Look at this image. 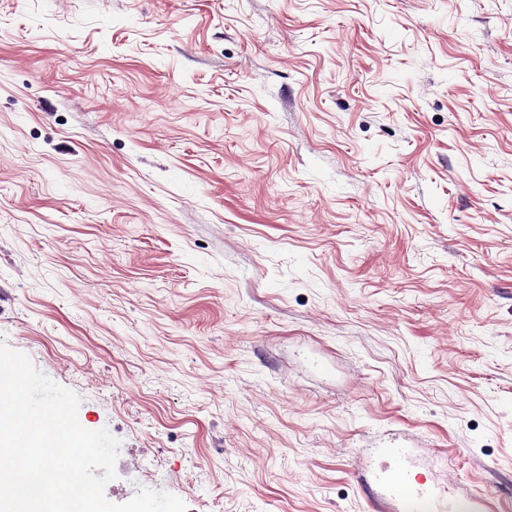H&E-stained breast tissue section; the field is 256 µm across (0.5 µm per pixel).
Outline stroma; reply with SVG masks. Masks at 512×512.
Masks as SVG:
<instances>
[{
  "instance_id": "35a3bbf8",
  "label": "stroma",
  "mask_w": 512,
  "mask_h": 512,
  "mask_svg": "<svg viewBox=\"0 0 512 512\" xmlns=\"http://www.w3.org/2000/svg\"><path fill=\"white\" fill-rule=\"evenodd\" d=\"M0 341L110 502L502 512L512 0H0Z\"/></svg>"
}]
</instances>
